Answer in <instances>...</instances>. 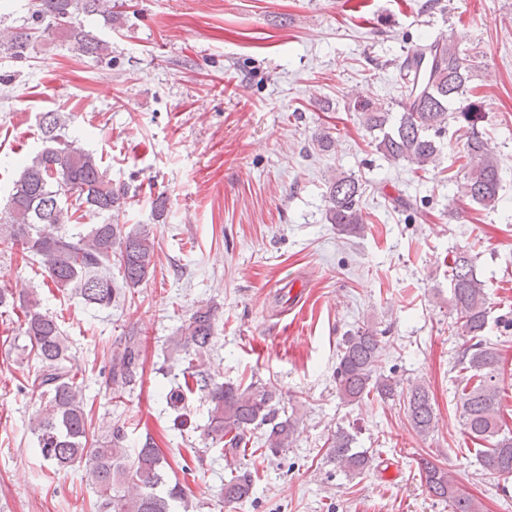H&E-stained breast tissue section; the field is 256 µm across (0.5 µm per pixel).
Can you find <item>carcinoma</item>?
Masks as SVG:
<instances>
[{
  "instance_id": "carcinoma-1",
  "label": "carcinoma",
  "mask_w": 512,
  "mask_h": 512,
  "mask_svg": "<svg viewBox=\"0 0 512 512\" xmlns=\"http://www.w3.org/2000/svg\"><path fill=\"white\" fill-rule=\"evenodd\" d=\"M112 0H37L31 14L33 26H20L0 33V40L16 59L27 56L35 34L60 35L81 56L111 59V46L73 25L59 26V17L78 13L98 14L112 22ZM472 64L444 36L428 38L409 51L398 66L402 89L400 112L381 103L357 98L354 111L361 113L366 129L378 132L375 148L394 163L406 162L421 170L436 166L440 139L454 124L456 139L472 160L461 184L463 196L486 210H496L502 198L501 168L495 147L483 135L484 101L471 94ZM44 148L22 160L12 192L0 209V244L21 250L29 259L41 258L47 277L59 291L71 289L85 304L110 308L120 289L142 285L154 268L155 235L150 224L126 231L119 223L128 189L112 186V179L94 153L69 139L57 112H44L39 120ZM76 195L68 206L61 195ZM361 184L352 176L328 181L326 218L341 233L358 234L365 224L360 208ZM83 207L96 212L102 221L86 233L73 231L76 213ZM55 229L46 233L43 227ZM117 269L121 281L112 276ZM451 314L455 324L474 343L464 348L458 364L467 374L461 378L459 419L469 438L486 444L480 452L481 466L489 473L512 476V430L503 428L498 386L500 353L496 344L483 339L488 318L485 281L477 277L474 258L466 251L452 261ZM24 335L39 368L27 380L39 395L41 405L30 419L42 459L56 470L85 465L86 477L97 493V512H171V503L186 497V488L167 482L161 448L151 435L142 446L127 454L116 431L106 445L93 446L91 422L84 403L78 372L68 364V345L57 319L40 309L39 299L20 304ZM214 308L203 305L191 315L174 342L184 353L183 373L193 387L170 391L169 407L180 424L187 422L185 392L197 389L208 403V425L204 437L221 446L230 477L224 481V503L247 500L253 480L242 466L241 450L247 448L252 431L264 429L262 448L277 456L294 442L296 419L281 411L275 386L250 382L247 385H213L203 370L214 338ZM382 337L369 327L347 334L342 340L336 366V390L350 403L375 393L386 401L403 398L413 428L422 436L435 428L428 389L412 383L397 390L393 378L377 372ZM139 342L130 339L111 353L108 378L115 386L135 384L139 375ZM356 435L337 430L326 441L330 459L346 473L360 472L370 463L364 451L354 448ZM421 482L430 496L448 504L449 512H478V505L435 462L420 459Z\"/></svg>"
}]
</instances>
